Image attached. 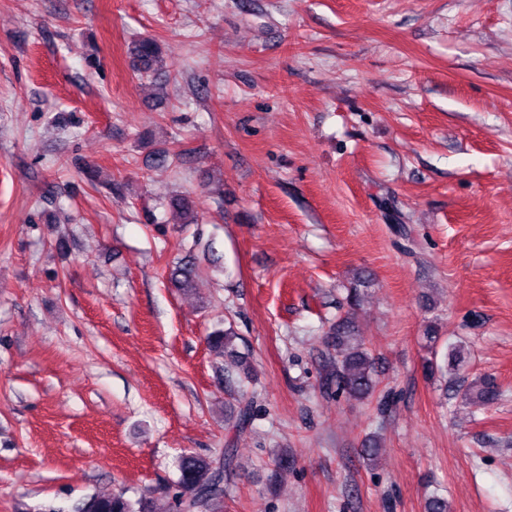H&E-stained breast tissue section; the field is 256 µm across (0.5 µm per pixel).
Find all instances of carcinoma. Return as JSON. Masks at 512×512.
I'll return each mask as SVG.
<instances>
[{"instance_id":"obj_1","label":"carcinoma","mask_w":512,"mask_h":512,"mask_svg":"<svg viewBox=\"0 0 512 512\" xmlns=\"http://www.w3.org/2000/svg\"><path fill=\"white\" fill-rule=\"evenodd\" d=\"M131 67L138 73H155L161 69V49L153 38L143 37L131 48ZM172 208L179 211L186 224L199 223L195 200L186 194L170 199ZM198 276V267L190 255L184 257L171 272V279L180 288L189 286ZM233 327L216 330L207 338L209 350L234 358L236 367L247 371L246 357L235 345ZM328 361L321 388L329 396L347 395L367 398L378 386L375 362L363 341L353 336L348 320L336 324L328 337ZM501 391L492 378H482L468 387L464 398L480 405H491L500 399ZM253 402L244 401L235 418L234 427L243 431L254 419ZM178 476L172 483L150 489L136 500L122 492L98 491L83 497L75 512H218L224 500L226 485L236 469L234 450L226 451L224 462L215 464L192 453H183L177 460Z\"/></svg>"}]
</instances>
